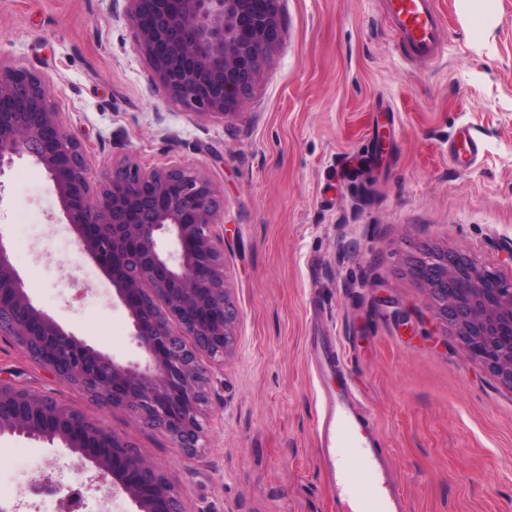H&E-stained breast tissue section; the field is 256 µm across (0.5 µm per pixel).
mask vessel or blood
I'll list each match as a JSON object with an SVG mask.
<instances>
[{"instance_id": "obj_1", "label": "vessel or blood", "mask_w": 512, "mask_h": 512, "mask_svg": "<svg viewBox=\"0 0 512 512\" xmlns=\"http://www.w3.org/2000/svg\"><path fill=\"white\" fill-rule=\"evenodd\" d=\"M382 2L388 26L410 59L435 62L444 56L447 22L436 0ZM481 153V142L466 124L448 143V158L460 170ZM311 361L321 397L315 434L336 512H406V501L372 434V418L358 406L343 345L327 343L315 349Z\"/></svg>"}]
</instances>
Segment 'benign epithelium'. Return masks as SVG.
I'll use <instances>...</instances> for the list:
<instances>
[{
    "label": "benign epithelium",
    "mask_w": 512,
    "mask_h": 512,
    "mask_svg": "<svg viewBox=\"0 0 512 512\" xmlns=\"http://www.w3.org/2000/svg\"><path fill=\"white\" fill-rule=\"evenodd\" d=\"M124 17L154 77L200 115L241 108L262 59L283 39V0H126ZM27 155L52 183L78 245L112 282L145 363H122L65 331L27 293L0 235V336L91 399L205 447L202 407L209 363L224 362L236 312L224 286V250L210 232L220 205L207 174L179 165L144 170L127 161L97 186L84 149L65 131L42 77L0 62V177ZM436 314L467 355L512 389V284L461 251L411 262ZM175 321L180 332L171 329ZM62 442L137 512H181L173 487L127 441L55 399L0 379V435Z\"/></svg>",
    "instance_id": "obj_1"
}]
</instances>
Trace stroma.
<instances>
[{
  "label": "stroma",
  "instance_id": "stroma-1",
  "mask_svg": "<svg viewBox=\"0 0 512 512\" xmlns=\"http://www.w3.org/2000/svg\"><path fill=\"white\" fill-rule=\"evenodd\" d=\"M435 64L409 60L380 0H284L282 41L247 103L200 116L154 78L126 0H0V62L50 83L66 132L99 182L114 161L204 170L223 201L224 283L235 344L212 366L207 446L91 400L0 338V378L115 433L176 490L182 512H335L315 441L314 343L343 342L408 512H512V389L466 357L409 273L431 248L462 251L512 283V0L467 17L460 0ZM483 144L458 171L448 141ZM0 238L33 302L66 331L138 362L132 323L80 251L30 158L0 177ZM61 442L0 435V485L62 465L104 487Z\"/></svg>",
  "mask_w": 512,
  "mask_h": 512
}]
</instances>
